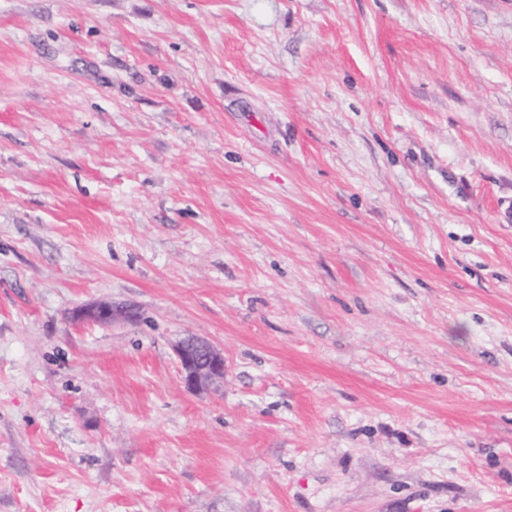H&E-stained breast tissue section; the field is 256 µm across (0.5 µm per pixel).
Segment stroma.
<instances>
[{"mask_svg": "<svg viewBox=\"0 0 512 512\" xmlns=\"http://www.w3.org/2000/svg\"><path fill=\"white\" fill-rule=\"evenodd\" d=\"M0 512H512V0H0ZM175 353L187 389L202 391L224 379V355L209 340L196 336L185 338L176 344Z\"/></svg>", "mask_w": 512, "mask_h": 512, "instance_id": "35a3bbf8", "label": "stroma"}]
</instances>
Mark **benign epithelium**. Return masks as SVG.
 Segmentation results:
<instances>
[{
  "instance_id": "1",
  "label": "benign epithelium",
  "mask_w": 512,
  "mask_h": 512,
  "mask_svg": "<svg viewBox=\"0 0 512 512\" xmlns=\"http://www.w3.org/2000/svg\"><path fill=\"white\" fill-rule=\"evenodd\" d=\"M76 318L82 322L109 323L112 306L94 303L79 309ZM175 353L187 389L202 391L224 379V355L209 340L196 336L185 338L176 344Z\"/></svg>"
}]
</instances>
